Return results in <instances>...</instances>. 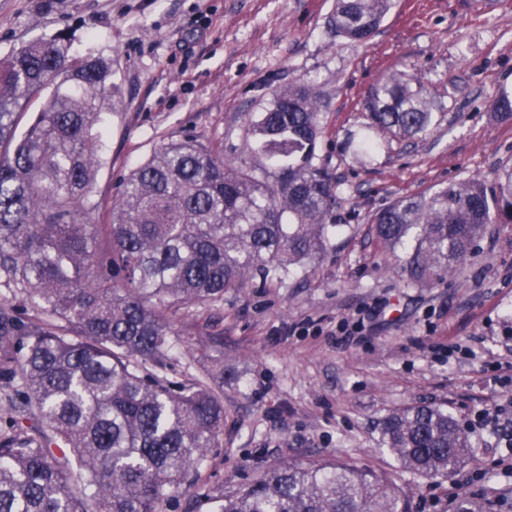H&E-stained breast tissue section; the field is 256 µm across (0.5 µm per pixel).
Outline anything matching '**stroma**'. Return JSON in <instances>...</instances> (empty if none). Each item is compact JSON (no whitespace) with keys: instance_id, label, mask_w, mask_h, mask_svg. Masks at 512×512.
I'll list each match as a JSON object with an SVG mask.
<instances>
[{"instance_id":"obj_1","label":"stroma","mask_w":512,"mask_h":512,"mask_svg":"<svg viewBox=\"0 0 512 512\" xmlns=\"http://www.w3.org/2000/svg\"><path fill=\"white\" fill-rule=\"evenodd\" d=\"M335 0H0V58L66 34L77 56L111 59L119 92L103 115L95 189L107 208L122 179L169 139L194 136L225 157L262 165L247 120L275 90L308 83L323 105L318 162L338 184L341 224L326 253L283 283L256 278L177 324L167 376L184 382L224 363V434L199 472L231 494L282 462L341 460L384 474L413 512H453L494 498L512 512V224H496L453 274L414 277L409 248L372 234L373 214L448 183L512 169V122L490 105L512 88V0H395L366 42L327 25ZM398 69L434 95L435 122L413 138L376 135L365 91ZM440 404L472 437L473 455L445 479L403 469L379 445V423Z\"/></svg>"}]
</instances>
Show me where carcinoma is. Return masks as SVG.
Masks as SVG:
<instances>
[{
    "mask_svg": "<svg viewBox=\"0 0 512 512\" xmlns=\"http://www.w3.org/2000/svg\"><path fill=\"white\" fill-rule=\"evenodd\" d=\"M391 0H336L328 26L352 42L380 27ZM112 62L74 57L63 35L0 59V512H163L187 493L224 434V365L177 383L175 320L256 277L283 282L321 257L340 223L338 183L316 162L318 95L276 90L248 128L273 161L244 167L195 137L170 139L122 181L110 222L93 224L102 110L118 91ZM47 95L17 135L27 103ZM374 132L414 137L435 120L421 79L387 72L366 93ZM512 120V90L491 104ZM377 238L414 241L416 277L457 269L492 224H512V169L451 183L373 217ZM380 445L403 468L447 478L470 454L439 405L387 415ZM208 512H410L386 476L347 463H282L233 495L199 493ZM454 512H489L457 500Z\"/></svg>",
    "mask_w": 512,
    "mask_h": 512,
    "instance_id": "1",
    "label": "carcinoma"
}]
</instances>
